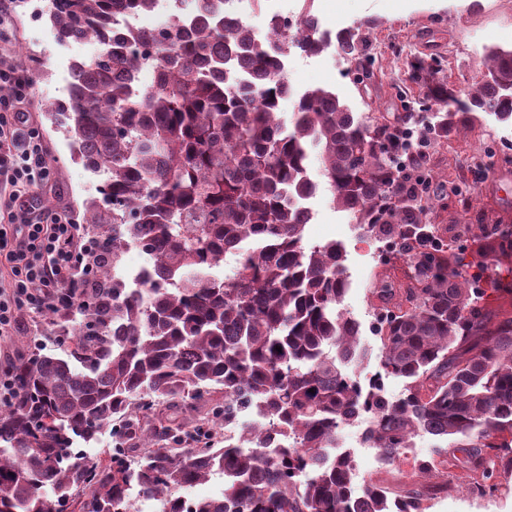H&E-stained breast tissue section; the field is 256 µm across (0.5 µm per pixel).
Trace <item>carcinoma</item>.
<instances>
[{
	"mask_svg": "<svg viewBox=\"0 0 512 512\" xmlns=\"http://www.w3.org/2000/svg\"><path fill=\"white\" fill-rule=\"evenodd\" d=\"M153 2L61 0L47 10L62 38L98 31V55L55 115L73 154L104 169L108 184L83 205L91 281L47 309L69 346L19 361L18 397L0 409V512H69L78 488L83 512H135L145 499L161 512H397L386 487L358 480L351 453H336L339 428L363 416L368 447L393 465L420 431L440 442L438 459L414 460L396 493L406 512H428L448 490L439 477L450 449L462 452L469 493L493 496L495 478H512V311L491 306L512 299V225L464 224L455 237L478 249L448 250V229L427 222L436 200L410 188L418 167L399 118L359 119L336 92L315 88L299 95L285 129L283 53L325 45L305 7L293 35L272 18L277 39L259 43L236 18L210 21L213 0H199L195 27L176 20L138 34L159 77L136 91L140 57L112 31V15L145 14ZM336 45L361 54L350 31ZM486 57L488 73L463 98L413 64L435 105L431 140L447 139L460 115L512 122V49ZM311 145L334 205L404 247L415 284L379 279L369 289L381 346L365 383L361 324L341 308L344 249L303 241ZM131 241L155 266L140 288L113 274ZM226 255L233 272L210 273ZM391 378L404 381L397 399L385 392ZM217 392L224 409L202 411ZM189 404L199 436L245 411L257 419L220 448L168 450L159 441L180 443ZM158 405L167 424L143 425ZM108 427L119 439L111 464L75 452ZM217 474L220 496L181 494Z\"/></svg>",
	"mask_w": 512,
	"mask_h": 512,
	"instance_id": "obj_1",
	"label": "carcinoma"
}]
</instances>
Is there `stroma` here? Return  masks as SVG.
<instances>
[{
    "label": "stroma",
    "instance_id": "1",
    "mask_svg": "<svg viewBox=\"0 0 512 512\" xmlns=\"http://www.w3.org/2000/svg\"><path fill=\"white\" fill-rule=\"evenodd\" d=\"M46 0H25L14 6L8 29L0 31V47L37 74L28 103L30 124L42 134L53 169L40 193L43 209L82 217L84 200L96 197L97 171L74 159L70 139L58 126L49 106L66 98V64L46 33L52 26L44 14ZM327 35L350 29L361 44L360 57L342 54L336 45L316 55L292 50L288 81L298 92L322 87L335 91L356 116L411 117L424 124L433 107L425 85L413 80L412 64L433 65L449 90L462 96L486 71L485 51L512 48V0H312ZM424 166L432 173L433 196L441 208L429 216L433 224H512V125L479 114L455 123L447 140L432 144ZM317 184L306 225L308 245L328 241L346 250L349 289L342 307L361 324V345L367 352L364 373L374 372L380 342L372 337L369 289L380 270L378 242L363 238L352 218L332 202V193L312 161ZM55 335L40 313H25L23 327L0 337V363L31 353L60 354ZM444 478L448 494L433 500L429 512H512V493L470 501L465 471L449 465Z\"/></svg>",
    "mask_w": 512,
    "mask_h": 512
}]
</instances>
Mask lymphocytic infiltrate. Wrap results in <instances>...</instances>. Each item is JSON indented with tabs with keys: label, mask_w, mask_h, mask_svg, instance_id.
<instances>
[{
	"label": "lymphocytic infiltrate",
	"mask_w": 512,
	"mask_h": 512,
	"mask_svg": "<svg viewBox=\"0 0 512 512\" xmlns=\"http://www.w3.org/2000/svg\"><path fill=\"white\" fill-rule=\"evenodd\" d=\"M0 336L22 327V315L64 298L83 257L78 227L65 217L44 218L40 189L51 179L47 150L22 106L29 94L27 69L0 60Z\"/></svg>",
	"instance_id": "lymphocytic-infiltrate-1"
}]
</instances>
